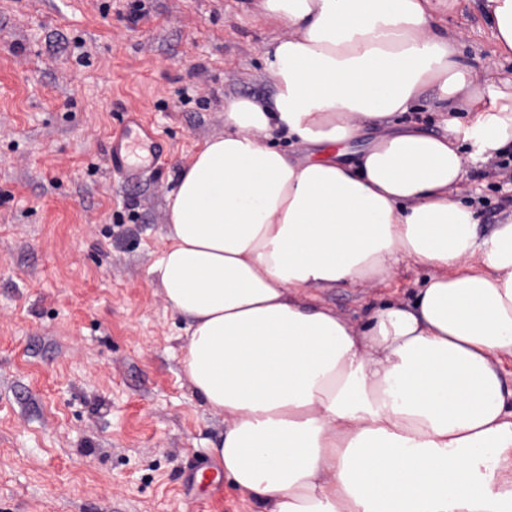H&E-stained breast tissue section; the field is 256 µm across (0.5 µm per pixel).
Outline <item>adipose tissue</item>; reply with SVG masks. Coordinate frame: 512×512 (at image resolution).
<instances>
[{"mask_svg": "<svg viewBox=\"0 0 512 512\" xmlns=\"http://www.w3.org/2000/svg\"><path fill=\"white\" fill-rule=\"evenodd\" d=\"M292 33L268 58L269 104L224 105L167 195L150 269L186 318L182 365L226 426L211 447L265 512H512V216L480 235L456 200L461 141L512 144V99L482 108L433 24V0H259ZM461 138L385 128L352 164L267 145L332 146L413 109L429 87ZM433 273L362 326L316 289ZM480 258L484 268L461 272Z\"/></svg>", "mask_w": 512, "mask_h": 512, "instance_id": "1", "label": "adipose tissue"}]
</instances>
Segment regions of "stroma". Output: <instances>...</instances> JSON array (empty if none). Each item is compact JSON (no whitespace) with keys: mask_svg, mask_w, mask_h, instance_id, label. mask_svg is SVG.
Instances as JSON below:
<instances>
[{"mask_svg":"<svg viewBox=\"0 0 512 512\" xmlns=\"http://www.w3.org/2000/svg\"><path fill=\"white\" fill-rule=\"evenodd\" d=\"M0 0V512H260L211 445L224 418L182 366L185 322L149 273L166 196L224 103L274 92L265 52L288 37L254 0ZM457 59L491 103L512 91L485 0L439 6ZM135 110L165 141L158 171L113 176L110 131ZM434 91L395 125L441 135ZM456 196L481 234L512 211L497 160L466 156ZM430 267L320 291L354 325L409 301Z\"/></svg>","mask_w":512,"mask_h":512,"instance_id":"35a3bbf8","label":"stroma"}]
</instances>
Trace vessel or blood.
I'll use <instances>...</instances> for the list:
<instances>
[{
  "mask_svg": "<svg viewBox=\"0 0 512 512\" xmlns=\"http://www.w3.org/2000/svg\"><path fill=\"white\" fill-rule=\"evenodd\" d=\"M163 152L151 126L136 112L125 113L120 130L109 135L112 170L128 179L136 177L147 163L156 162Z\"/></svg>",
  "mask_w": 512,
  "mask_h": 512,
  "instance_id": "b4317fda",
  "label": "vessel or blood"
}]
</instances>
